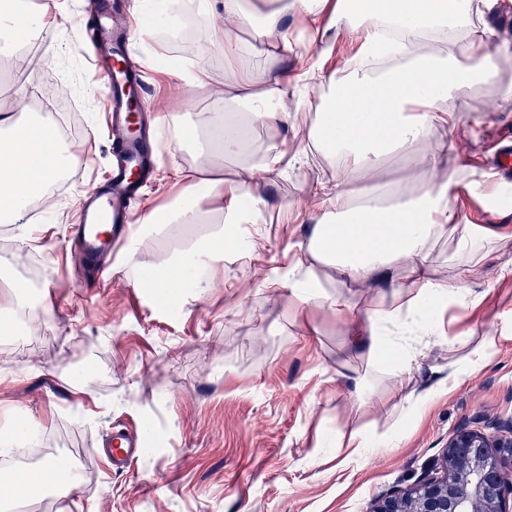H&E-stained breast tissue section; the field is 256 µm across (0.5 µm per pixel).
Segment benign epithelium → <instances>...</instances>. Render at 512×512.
Returning a JSON list of instances; mask_svg holds the SVG:
<instances>
[{
  "label": "benign epithelium",
  "instance_id": "7a95c632",
  "mask_svg": "<svg viewBox=\"0 0 512 512\" xmlns=\"http://www.w3.org/2000/svg\"><path fill=\"white\" fill-rule=\"evenodd\" d=\"M487 425L500 434L460 428L436 464L410 487L373 499L368 512H512V421Z\"/></svg>",
  "mask_w": 512,
  "mask_h": 512
}]
</instances>
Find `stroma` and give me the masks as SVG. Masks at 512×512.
I'll return each mask as SVG.
<instances>
[{
	"instance_id": "stroma-1",
	"label": "stroma",
	"mask_w": 512,
	"mask_h": 512,
	"mask_svg": "<svg viewBox=\"0 0 512 512\" xmlns=\"http://www.w3.org/2000/svg\"><path fill=\"white\" fill-rule=\"evenodd\" d=\"M62 39L52 60L60 80L75 90L65 108L81 118L72 144L78 176L60 206L34 227L36 253L46 260L36 303L45 325L38 337L15 340L9 314H0V431L40 430L54 456L90 467L66 495L18 497V512H366L371 500L409 487L462 425L512 418V212L489 213L485 201L460 195L468 223L500 235L488 247L474 292L486 300L454 309L446 333L490 338L492 355L426 413L407 408L430 370L463 358L446 344H430L419 369L398 379L390 365L368 367L347 348L344 320L313 304L289 305L286 294L240 289L286 272L289 246L303 236L287 216L263 225L254 257L216 265L220 288H183L166 303L139 287L127 254H117L98 288L70 282V227L82 192L112 165L111 140L102 124L106 95L92 77L83 40L87 0H58ZM161 156L156 178L143 190L152 207L172 199L176 170L219 165L237 158L211 156L191 144L179 151L168 130L157 132ZM197 224L137 237L145 259L163 260L174 247L216 233ZM317 335H306L307 326ZM370 373L356 397L344 369ZM124 428L156 439L123 473L99 457L103 438ZM359 431L368 447L343 462L336 439Z\"/></svg>"
}]
</instances>
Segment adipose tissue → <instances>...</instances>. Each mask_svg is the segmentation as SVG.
Segmentation results:
<instances>
[{
    "mask_svg": "<svg viewBox=\"0 0 512 512\" xmlns=\"http://www.w3.org/2000/svg\"><path fill=\"white\" fill-rule=\"evenodd\" d=\"M499 0H292L289 7L255 18L245 0H198L197 10L209 26L204 46L184 50L170 67L177 96L207 92L212 111L202 134L212 153H232L242 161L233 178L207 167L179 172L181 191L164 212L142 209L136 223L186 228L217 224L221 230L191 248L173 251L155 264L149 286L156 295L174 299L177 289L198 282L219 286L213 265L225 254L250 256L267 215L287 209L289 217L313 219L307 242L297 243L284 276L266 280L269 288L316 304L346 319L349 345L368 360L389 357L396 375L418 366L416 336L444 337L442 316L449 307L470 308L483 295L469 283L480 277L483 250L492 243L488 230L467 224L459 210V193L495 196L477 170L462 172L444 159L447 148L465 157L473 144L472 127L493 116L502 101L512 99V82L501 79L512 49L496 47L497 34L486 22ZM58 0H44L40 9L18 26L0 8V56L22 65L19 42L27 28L56 22ZM328 17L332 38L320 37L293 49L288 21L317 24ZM250 29L279 67L244 68L239 34ZM224 57V81L214 83L213 53ZM477 89L473 107L455 104L461 89ZM319 93L324 101L310 128L308 147L289 150L270 145L253 151L250 131L261 126L287 128L292 119L289 98ZM447 139L435 137V130ZM401 148L412 174L401 182L383 183L382 167L393 148ZM59 149L54 130L42 123L27 125L13 141L0 145V222L24 223L31 207L44 198L57 173ZM335 165L326 180L317 181L301 199L282 206L273 189L287 172L303 168L310 153ZM361 178L388 195L380 204L374 194L353 196L348 186ZM448 243L452 276L437 277L430 255L440 241ZM324 265L338 291H317L313 277L304 276L310 261ZM403 270L406 285L395 283ZM376 290L377 307L358 312L345 291ZM447 338V337H444ZM449 346H465L467 332L448 337ZM487 360L486 348L466 363L432 371L427 387L407 400L428 407L435 397L458 384L469 370Z\"/></svg>",
    "mask_w": 512,
    "mask_h": 512,
    "instance_id": "obj_1",
    "label": "adipose tissue"
}]
</instances>
